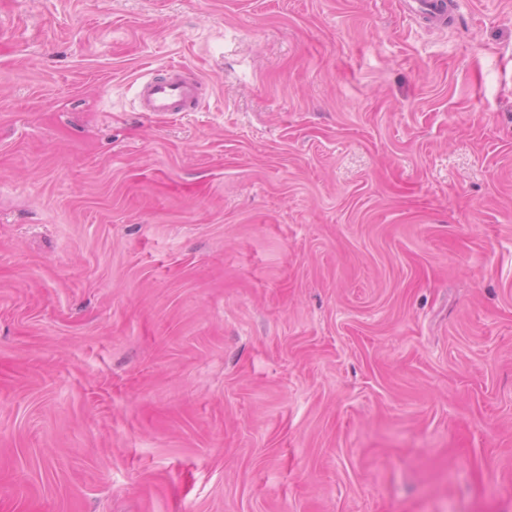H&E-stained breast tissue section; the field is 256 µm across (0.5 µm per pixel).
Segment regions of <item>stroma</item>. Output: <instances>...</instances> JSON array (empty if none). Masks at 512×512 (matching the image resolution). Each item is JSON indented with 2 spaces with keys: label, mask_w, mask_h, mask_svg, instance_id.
I'll use <instances>...</instances> for the list:
<instances>
[{
  "label": "stroma",
  "mask_w": 512,
  "mask_h": 512,
  "mask_svg": "<svg viewBox=\"0 0 512 512\" xmlns=\"http://www.w3.org/2000/svg\"><path fill=\"white\" fill-rule=\"evenodd\" d=\"M449 14L0 0V512H512V0ZM202 84V77L193 69L171 65L165 75L151 76L139 83L140 111L157 116L197 112Z\"/></svg>",
  "instance_id": "1"
}]
</instances>
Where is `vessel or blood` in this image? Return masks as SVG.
I'll use <instances>...</instances> for the list:
<instances>
[{
    "instance_id": "b4317fda",
    "label": "vessel or blood",
    "mask_w": 512,
    "mask_h": 512,
    "mask_svg": "<svg viewBox=\"0 0 512 512\" xmlns=\"http://www.w3.org/2000/svg\"><path fill=\"white\" fill-rule=\"evenodd\" d=\"M202 84V77L193 69L170 66L166 74L139 83L140 109L157 116L198 111Z\"/></svg>"
}]
</instances>
